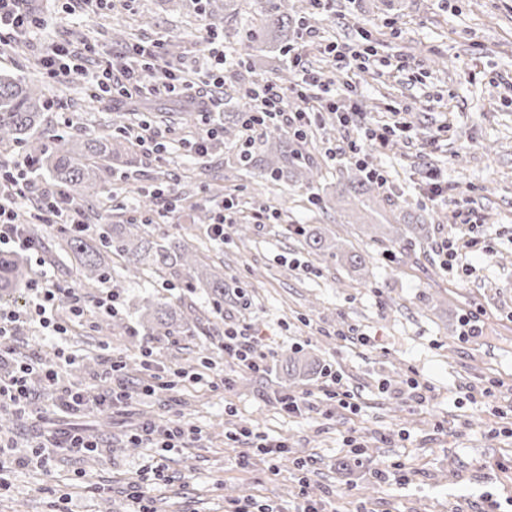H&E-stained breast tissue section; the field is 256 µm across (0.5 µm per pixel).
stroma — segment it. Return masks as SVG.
Returning a JSON list of instances; mask_svg holds the SVG:
<instances>
[{
    "instance_id": "1",
    "label": "stroma",
    "mask_w": 512,
    "mask_h": 512,
    "mask_svg": "<svg viewBox=\"0 0 512 512\" xmlns=\"http://www.w3.org/2000/svg\"><path fill=\"white\" fill-rule=\"evenodd\" d=\"M295 17L308 18L316 31L306 44L311 68L322 72L336 97L355 104L363 123L388 120L404 111L411 127L385 146H365L359 159L331 158L330 147L357 136L333 113H323L304 147L307 164L321 169L320 204L285 179L259 182L232 168L228 158L240 138L220 137L205 156L182 150L201 128L199 113L187 112L175 97L116 102L97 99L89 81L98 63L116 47L117 29L129 42L178 43L180 59L203 53V25L222 30L229 53L225 81L246 88L251 77L240 66L238 43L244 28L258 18L262 0H237L236 13L224 14V0H134L130 10L99 8L87 12L72 0H29L44 19L24 52L0 48V71L41 80L48 100L43 140L60 131L79 136L97 132L122 117L131 135L140 134L142 113L155 115V129L176 142V149L154 154L115 139L113 184L121 191L107 215L93 202L84 205L96 246L99 224H136L145 217L138 188L161 184L189 187L185 200L163 225L203 242L200 255L227 284L221 308H214L205 285L176 287L163 270L146 280L125 276L123 260L106 261L112 275L84 289L94 302L104 289L120 296L119 312L92 313L69 336L41 335L21 329L18 353L56 362L58 348L80 354L67 383H96L104 356L122 358L123 378L132 395L128 405L87 418H56L60 429H81L101 438L95 453L59 455L51 471L27 468L10 475L0 488V512H129L127 485L142 464V449L129 437L142 422L183 421L199 428L197 438L165 455L167 477L150 483L151 512H236L271 502L293 512L299 491L333 503L337 512H477L483 498L512 497V0H289ZM372 48L365 68L340 73L319 48ZM66 42L76 51L94 46L81 69L53 80L40 65L41 52ZM410 68L398 71L397 58ZM442 60L434 68L433 60ZM362 165L386 172L374 209L356 211L343 193V175ZM448 183V201L433 205L420 192L430 174ZM225 201L245 213H277L270 224H250L241 242L238 224L213 239L208 218ZM468 211L496 239L492 262L479 249L463 250L457 266L442 269L437 242L460 237L458 211ZM427 218V237L413 246L372 239L403 217ZM318 228L327 239L365 255L368 272L359 275L327 256L308 253L295 229ZM63 229H44L43 255L56 282L77 285L80 265L59 245ZM164 295L190 319L193 333L170 338L150 335L140 325L147 297ZM474 318L475 336L460 337L463 318ZM246 321L267 336L277 356L300 352L317 358L319 373L293 380L274 374L234 372L220 350L225 323ZM352 327L371 337L368 344L341 340L337 329ZM153 348V367L144 369L142 346ZM333 369L357 397L349 412L324 399L325 370ZM176 370L186 381L174 388L141 393L152 371ZM233 374L224 389L222 374ZM414 375L430 388L422 406H409L403 382ZM290 391L320 397V414L307 420L284 417L273 393ZM287 440L289 453L277 472L247 441L229 442L228 432L242 425ZM371 453L355 459L345 437ZM403 462L408 481L373 484L375 466ZM351 487L355 498H336Z\"/></svg>"
}]
</instances>
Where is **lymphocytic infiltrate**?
Wrapping results in <instances>:
<instances>
[{
    "instance_id": "1",
    "label": "lymphocytic infiltrate",
    "mask_w": 512,
    "mask_h": 512,
    "mask_svg": "<svg viewBox=\"0 0 512 512\" xmlns=\"http://www.w3.org/2000/svg\"><path fill=\"white\" fill-rule=\"evenodd\" d=\"M42 24V19L31 12L27 0H0V46L24 39ZM204 40L208 46V62L195 71L192 81H185L186 71L177 64L164 66L156 83L143 80L142 67L153 66L160 56L161 43L153 41L135 44L128 50L113 52L100 65L90 85L92 96L107 94L116 100H132L161 91L181 96L187 103L195 105L198 112L208 110V103L201 94L202 88L220 86L224 83V40L216 25L206 24ZM290 64L296 70L297 97L301 104L289 106L288 99L273 85L262 89H245L246 100H260L261 110L245 109L243 129L254 133L265 127L267 120H276L278 126L288 133H303L305 127L324 112L336 113L341 126L355 121V106L336 101L330 96L328 87L311 74L305 65L300 46L292 48ZM34 162L29 157H17L12 164L0 165V248L6 247L27 253L36 265H44L41 245L28 237L18 220L16 201L33 195L38 199V219L41 223L63 224L75 234L88 232L80 208L64 203L46 191L38 190L31 175ZM27 299L23 308L0 307V411L11 412L20 419L29 418L30 404L35 384H42L55 392L57 408L71 414L105 411L125 403L129 393L121 378V360L108 357L103 361L104 369L99 377L100 387H74L65 384L63 371L77 361L75 354L60 355L53 364L31 357H15L10 345L21 326L36 323L52 335H67L69 327L59 322L56 312L68 308L73 320L83 321L88 306L78 288L62 287L47 275L39 273L26 285ZM224 355L242 371L253 373L264 369L274 351L265 336L250 326L229 323L224 327ZM197 427L174 421L160 426L152 422L143 423L129 438L133 447L144 449L145 460L137 477L128 486V498L134 512H148L145 488L148 483L164 478L165 468L158 458L159 450L179 447L185 439L197 437ZM96 439L80 432H69L64 436L48 435L34 443L28 455L15 454L9 441L0 439V479L17 470L36 467L49 469L57 450L84 453L98 448Z\"/></svg>"
}]
</instances>
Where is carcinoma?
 Segmentation results:
<instances>
[{"label": "carcinoma", "instance_id": "1", "mask_svg": "<svg viewBox=\"0 0 512 512\" xmlns=\"http://www.w3.org/2000/svg\"><path fill=\"white\" fill-rule=\"evenodd\" d=\"M300 24H291L287 0H266L264 13L242 34L239 46L246 56L245 63L256 75L263 77L266 67L253 59L254 52L266 42H278L284 49L294 43ZM47 101L38 81L20 78L9 73L0 74V143L14 142L29 149V156L37 162L38 169L47 173L63 193L75 203L99 199L105 194L112 199V188L106 187L108 174L112 173V139L126 131L121 119L113 120L115 128H106L98 133L77 138L67 133L55 134L51 144L33 139V134L43 123ZM271 142L265 149L266 155L256 157L248 150L232 157L233 165L245 170L254 178L264 181L290 177L312 187L322 173L306 165L296 138L282 134L277 128L269 129ZM376 182L364 170L356 167L347 171L345 192L368 206L373 202ZM424 225L397 224L390 230L388 241L397 244L424 238ZM154 227L134 234L125 231L123 225H112V231L100 228L99 239L105 251L121 256L125 262L124 271L135 277L147 275L151 270H176L184 274L185 287H194V281L202 280L193 246L177 235L159 244L153 241ZM304 245L316 255L329 254L355 267L366 269V258L357 252H347L341 246H333L315 234L310 227L298 230ZM63 250H68L80 260L81 287L98 282L110 276L99 252L88 247L86 239L79 236L64 238ZM30 271L19 254L0 256V295L10 294L25 286ZM146 317L151 328L165 336L190 333V323L173 308L165 297L155 295L146 300Z\"/></svg>", "mask_w": 512, "mask_h": 512}]
</instances>
